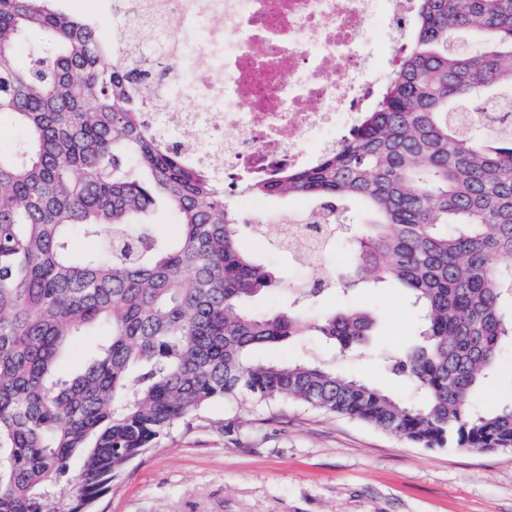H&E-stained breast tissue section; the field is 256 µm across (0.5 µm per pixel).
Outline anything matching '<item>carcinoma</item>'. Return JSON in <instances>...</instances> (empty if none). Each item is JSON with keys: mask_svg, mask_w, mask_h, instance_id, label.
I'll return each mask as SVG.
<instances>
[{"mask_svg": "<svg viewBox=\"0 0 512 512\" xmlns=\"http://www.w3.org/2000/svg\"><path fill=\"white\" fill-rule=\"evenodd\" d=\"M30 33L35 64L21 67ZM474 45L464 50L467 41ZM110 33L53 0H0V512H89L128 464L215 402L289 401L346 415L424 448L512 450V404L470 402L512 338V0H418L407 47L372 110L335 150L251 182L254 196L315 201L352 218L342 272L276 287L224 186L146 127L147 59L107 62ZM180 217L172 239L145 218ZM97 242L79 252L72 235ZM392 285L419 314V343L386 359L406 404L319 362L256 360L308 332L338 353L364 347L360 309L310 315L332 288ZM99 324L84 368L57 369Z\"/></svg>", "mask_w": 512, "mask_h": 512, "instance_id": "1", "label": "carcinoma"}]
</instances>
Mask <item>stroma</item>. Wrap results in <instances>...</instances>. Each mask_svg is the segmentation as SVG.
<instances>
[{
    "label": "stroma",
    "mask_w": 512,
    "mask_h": 512,
    "mask_svg": "<svg viewBox=\"0 0 512 512\" xmlns=\"http://www.w3.org/2000/svg\"><path fill=\"white\" fill-rule=\"evenodd\" d=\"M258 257L279 271L283 285L266 291L251 309L278 310L288 288L309 282L313 268L288 252L254 243ZM372 312L379 334L372 349L337 356L309 333L259 359H305L329 364L400 401L416 393L391 373L387 354L415 338L418 315L402 290L335 289L320 309ZM512 403V344L503 343L497 369L474 397L483 409ZM223 404L179 424L155 448L131 462L96 512H512V451L468 452L412 445L365 423L282 403L244 401L240 427L224 430Z\"/></svg>",
    "instance_id": "1"
}]
</instances>
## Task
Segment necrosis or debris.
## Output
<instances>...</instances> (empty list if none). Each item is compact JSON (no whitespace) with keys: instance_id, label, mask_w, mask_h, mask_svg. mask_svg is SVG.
<instances>
[{"instance_id":"obj_1","label":"necrosis or debris","mask_w":512,"mask_h":512,"mask_svg":"<svg viewBox=\"0 0 512 512\" xmlns=\"http://www.w3.org/2000/svg\"><path fill=\"white\" fill-rule=\"evenodd\" d=\"M155 16L154 47L170 76L168 107L147 113L170 146L197 128L193 159L237 178H270L277 167L314 163L306 145L333 143L370 109L383 83L371 67L367 33L379 25L408 31L417 0H144ZM204 101L187 112L184 97Z\"/></svg>"}]
</instances>
